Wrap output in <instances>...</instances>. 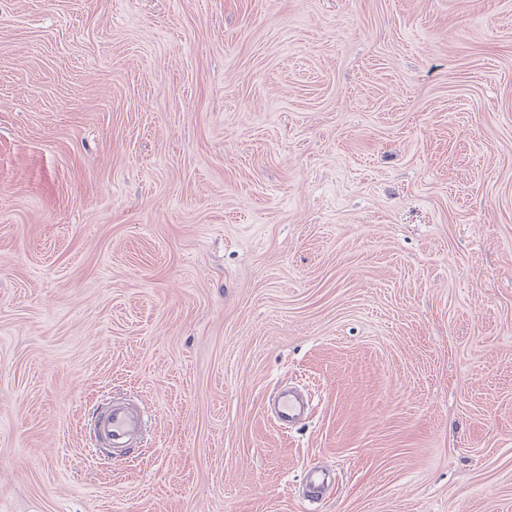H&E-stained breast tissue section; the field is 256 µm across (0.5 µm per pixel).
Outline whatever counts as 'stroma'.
Masks as SVG:
<instances>
[{
  "label": "stroma",
  "mask_w": 512,
  "mask_h": 512,
  "mask_svg": "<svg viewBox=\"0 0 512 512\" xmlns=\"http://www.w3.org/2000/svg\"><path fill=\"white\" fill-rule=\"evenodd\" d=\"M0 512H512V0H0ZM304 411V402L295 395H283L278 402V417L282 421L295 423L302 418ZM145 423L139 408L121 401H110L95 415L93 432L96 445L112 456H121L126 448L135 446Z\"/></svg>",
  "instance_id": "35a3bbf8"
}]
</instances>
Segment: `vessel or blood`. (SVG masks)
I'll list each match as a JSON object with an SVG mask.
<instances>
[{
    "label": "vessel or blood",
    "instance_id": "1",
    "mask_svg": "<svg viewBox=\"0 0 512 512\" xmlns=\"http://www.w3.org/2000/svg\"><path fill=\"white\" fill-rule=\"evenodd\" d=\"M304 411V402L295 395H283L278 402L280 420L297 422ZM145 423L139 408L121 401L109 402L95 416L93 432L96 444L110 455H122L126 449L134 447Z\"/></svg>",
    "mask_w": 512,
    "mask_h": 512
}]
</instances>
